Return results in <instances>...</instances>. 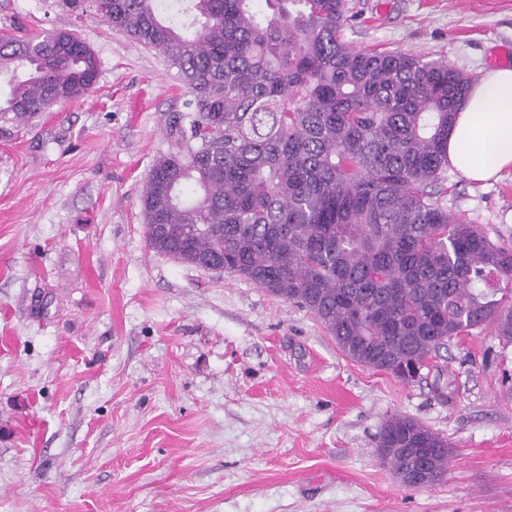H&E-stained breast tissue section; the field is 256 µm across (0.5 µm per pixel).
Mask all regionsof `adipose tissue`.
Segmentation results:
<instances>
[{
	"mask_svg": "<svg viewBox=\"0 0 512 512\" xmlns=\"http://www.w3.org/2000/svg\"><path fill=\"white\" fill-rule=\"evenodd\" d=\"M448 162L474 182L512 168V68L489 69L472 83L448 134Z\"/></svg>",
	"mask_w": 512,
	"mask_h": 512,
	"instance_id": "1",
	"label": "adipose tissue"
}]
</instances>
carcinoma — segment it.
I'll return each instance as SVG.
<instances>
[{
    "mask_svg": "<svg viewBox=\"0 0 512 512\" xmlns=\"http://www.w3.org/2000/svg\"><path fill=\"white\" fill-rule=\"evenodd\" d=\"M57 0L91 7L164 54L190 112L184 147L153 163L141 197L149 248L186 266L224 261L309 311L338 349L412 382L448 343L492 328L512 345V241H493L440 202L448 132L471 78L344 40L345 0ZM0 138L86 96L99 60L78 34L0 33ZM421 439L424 484L442 480L447 440L414 418L385 423L378 456L396 473Z\"/></svg>",
    "mask_w": 512,
    "mask_h": 512,
    "instance_id": "obj_1",
    "label": "carcinoma"
}]
</instances>
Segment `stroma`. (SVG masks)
Segmentation results:
<instances>
[{
    "label": "stroma",
    "mask_w": 512,
    "mask_h": 512,
    "mask_svg": "<svg viewBox=\"0 0 512 512\" xmlns=\"http://www.w3.org/2000/svg\"><path fill=\"white\" fill-rule=\"evenodd\" d=\"M345 3L356 49L475 79L512 48V0ZM0 27L72 30L100 61L84 98L0 139V512H512V346L455 339L406 383L306 309L152 252L141 195L177 148L176 69L54 0H0ZM441 198L512 239V169L448 170ZM396 414L447 439L441 482L381 464Z\"/></svg>",
    "instance_id": "stroma-1"
}]
</instances>
